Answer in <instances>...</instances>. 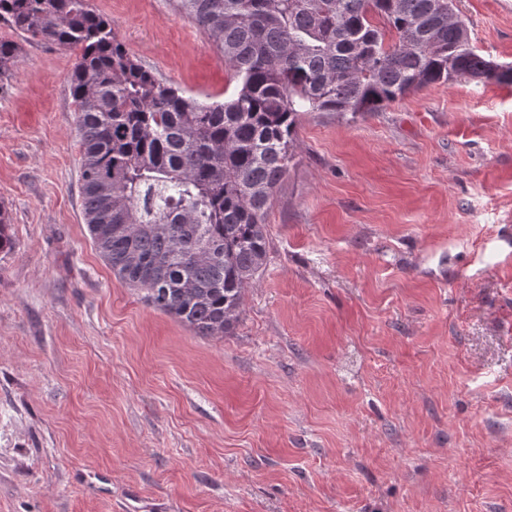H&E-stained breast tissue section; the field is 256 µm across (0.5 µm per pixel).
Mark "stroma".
<instances>
[{"mask_svg": "<svg viewBox=\"0 0 512 512\" xmlns=\"http://www.w3.org/2000/svg\"><path fill=\"white\" fill-rule=\"evenodd\" d=\"M90 3L167 82L235 93L172 0ZM456 6L512 66V0ZM0 38V512H512V84L301 114L267 261L211 338L89 237L76 50ZM18 51L17 44L10 40L0 39V83L11 78Z\"/></svg>", "mask_w": 512, "mask_h": 512, "instance_id": "stroma-1", "label": "stroma"}]
</instances>
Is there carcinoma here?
<instances>
[{"mask_svg": "<svg viewBox=\"0 0 512 512\" xmlns=\"http://www.w3.org/2000/svg\"><path fill=\"white\" fill-rule=\"evenodd\" d=\"M238 83L223 102L134 60L89 0H0V22L79 50L70 77L88 233L112 272L199 336L229 334L263 268L302 112H377L422 87L512 81L449 0H173ZM19 48L0 39V83Z\"/></svg>", "mask_w": 512, "mask_h": 512, "instance_id": "carcinoma-1", "label": "carcinoma"}]
</instances>
